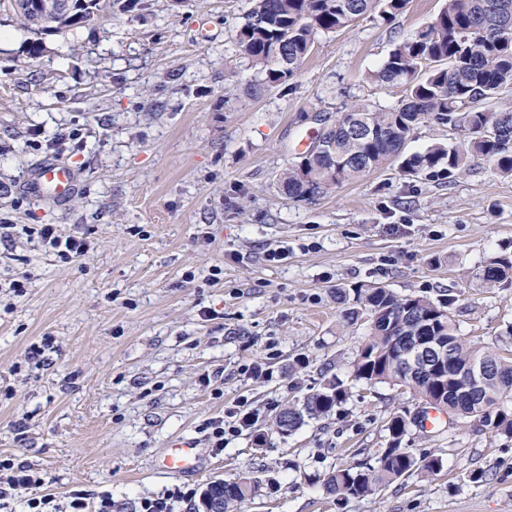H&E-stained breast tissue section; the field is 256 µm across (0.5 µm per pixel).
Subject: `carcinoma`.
Listing matches in <instances>:
<instances>
[{"label":"carcinoma","instance_id":"obj_1","mask_svg":"<svg viewBox=\"0 0 512 512\" xmlns=\"http://www.w3.org/2000/svg\"><path fill=\"white\" fill-rule=\"evenodd\" d=\"M410 0H255L236 30L235 46L262 76L260 86H277L294 76L320 34H336L358 20L379 15L389 21L402 14ZM33 0H0L20 26L36 35L29 47L35 59L43 36L75 32L111 7V0H69V7L44 18L31 11ZM380 86H397L404 96L394 107L379 109L356 100L336 114V123L317 147L281 173L280 190L289 198L312 201L402 158L405 176L425 173L451 178L482 158L512 178V0H445L444 7L412 36L398 41L381 67L368 75ZM462 134L454 145L437 143L423 153L403 156L402 148L421 124ZM512 280V255L490 258L481 272L486 288ZM355 322L368 328L347 365V378L325 371L322 381L284 405L285 422L271 425L279 435L339 412L350 397L351 383L409 385L414 396L425 395L448 405L457 421L474 417L492 435L512 437V347L492 350L477 346L459 333L450 295H400L380 284L361 285L353 295L338 291ZM425 336L444 346L451 359L490 361L496 374L483 389L460 400L448 395L439 381L441 368L412 378L404 375L397 337ZM412 422L396 412L384 424L385 446L375 464L340 465L324 474L326 494L336 500L371 497L387 486L420 473L438 474L443 459L416 456L408 445ZM263 480L244 473L211 492L224 499V512H240L254 499Z\"/></svg>","mask_w":512,"mask_h":512}]
</instances>
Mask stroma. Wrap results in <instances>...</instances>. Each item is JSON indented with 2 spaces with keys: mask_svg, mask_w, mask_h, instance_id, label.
<instances>
[{
  "mask_svg": "<svg viewBox=\"0 0 512 512\" xmlns=\"http://www.w3.org/2000/svg\"><path fill=\"white\" fill-rule=\"evenodd\" d=\"M443 4L410 0L391 22L318 35L297 74L257 95L234 45L252 0H136L46 37L35 59L32 34L0 12V221L18 227L0 243V460L43 480L0 512L45 494L64 506L76 491L111 493L114 512L167 495L192 512V496L242 473L274 482L242 512H512V438L445 417L410 437L442 457L439 475L327 496L319 475L373 463L387 417L417 407L384 384H355L342 414L285 439L252 427L218 449L205 428L246 413L266 423L296 379L344 371L366 330L337 290L449 293L462 334L485 346L512 324V282L479 278L512 254V179L491 163L408 179L392 161L313 201L277 185L345 104L397 105L400 88L366 75ZM54 162L76 173L69 200L28 189ZM40 224L84 237L87 252L59 258L28 235ZM280 245L287 261L268 262ZM23 272L19 295L8 283ZM180 437L201 468L164 473Z\"/></svg>",
  "mask_w": 512,
  "mask_h": 512,
  "instance_id": "obj_1",
  "label": "stroma"
}]
</instances>
